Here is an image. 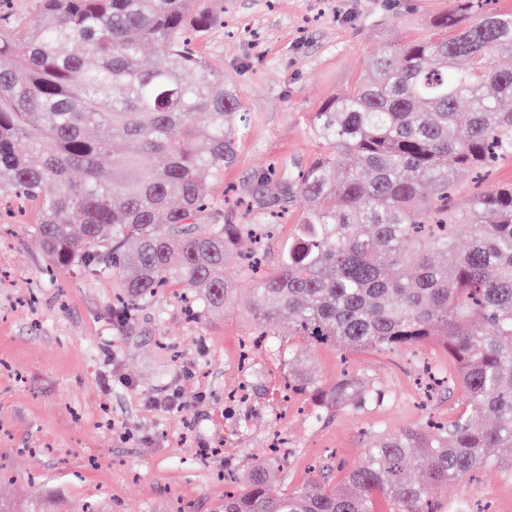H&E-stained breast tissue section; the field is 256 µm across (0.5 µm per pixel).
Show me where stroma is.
<instances>
[{
    "mask_svg": "<svg viewBox=\"0 0 512 512\" xmlns=\"http://www.w3.org/2000/svg\"><path fill=\"white\" fill-rule=\"evenodd\" d=\"M215 17L197 51L224 71L246 126L225 188L254 196L255 172L288 162L306 170L322 148L307 118L371 73L385 45L426 32L451 0H207ZM289 222L266 243L275 268L304 208L301 196L268 198ZM15 204L0 199V499L37 500L42 512H217L235 474L274 459L270 485L288 492L335 484L358 461L370 429L421 428L455 412L441 390L422 404L414 351L341 355L321 346L284 362L266 346L240 359L258 330L294 344L287 317L262 326L249 299L255 282L242 239L223 314L185 317L163 292L116 322V283L57 271ZM367 374L383 404L316 417L310 401L286 400L288 375L329 387ZM442 512H512V473L491 465L431 490Z\"/></svg>",
    "mask_w": 512,
    "mask_h": 512,
    "instance_id": "35a3bbf8",
    "label": "stroma"
}]
</instances>
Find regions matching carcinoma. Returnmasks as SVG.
<instances>
[{
  "instance_id": "obj_1",
  "label": "carcinoma",
  "mask_w": 512,
  "mask_h": 512,
  "mask_svg": "<svg viewBox=\"0 0 512 512\" xmlns=\"http://www.w3.org/2000/svg\"><path fill=\"white\" fill-rule=\"evenodd\" d=\"M9 2L0 193L37 207L31 233L49 265L116 279L120 320L162 288L221 314L229 253L274 223L263 195L294 186L306 203L297 233L251 298L261 323L290 316L288 360L320 345L434 342L448 354V387L462 392L448 420L377 432L335 485L275 495L258 463L230 477L219 512H439L433 486L512 468V182L457 191L464 173L512 160V71L495 65L512 55L511 14L457 0L429 33L379 50L370 78L309 116L317 160L295 182L260 173V197L234 224L211 184L236 159L239 100L191 47L215 21L204 0H39L42 19L26 27ZM147 48L155 59L141 69ZM116 141L132 151L112 155ZM287 387L324 411L383 401L349 375Z\"/></svg>"
}]
</instances>
